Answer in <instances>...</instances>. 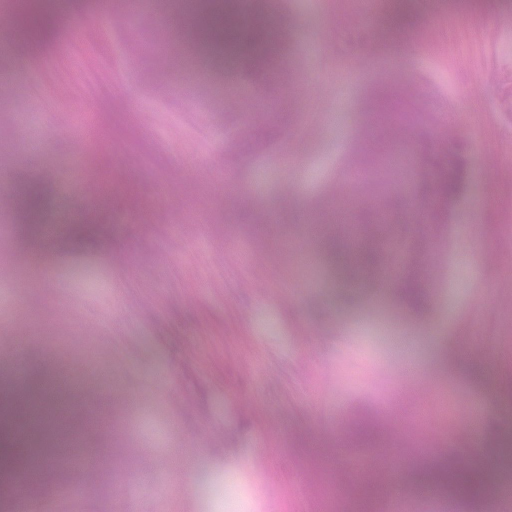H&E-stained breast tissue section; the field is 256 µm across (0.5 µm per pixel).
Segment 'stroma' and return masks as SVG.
Listing matches in <instances>:
<instances>
[{"instance_id":"stroma-1","label":"stroma","mask_w":512,"mask_h":512,"mask_svg":"<svg viewBox=\"0 0 512 512\" xmlns=\"http://www.w3.org/2000/svg\"><path fill=\"white\" fill-rule=\"evenodd\" d=\"M55 2L36 53L0 39V172L47 197L40 214H0V270L42 280L0 304V351L27 378L66 374L77 416L115 418L84 442L111 449L108 476L53 472L32 512H70L69 487L83 512H231L213 495L228 475L246 512H351L348 471L320 478L308 438L346 440L367 418L384 442L358 457L397 483L425 454L474 464L512 449V0H284L266 20L288 33L287 73L254 112L225 94L230 64L184 32L178 0L135 20L109 0ZM379 84L416 94L417 112L392 116L414 133L395 160L415 182L437 131L463 146L446 232L408 223L412 196L381 187L402 204L393 242L418 244L388 280L441 243L424 314L338 285L306 232L327 223L337 184L351 223L369 205L378 134L362 129ZM88 113L106 141H82ZM246 127L269 145L227 162L226 136ZM91 170L136 174L138 206L96 210ZM92 209L79 241L24 230ZM190 452L187 486L173 457ZM404 512L512 509L496 491L480 509L411 497Z\"/></svg>"}]
</instances>
